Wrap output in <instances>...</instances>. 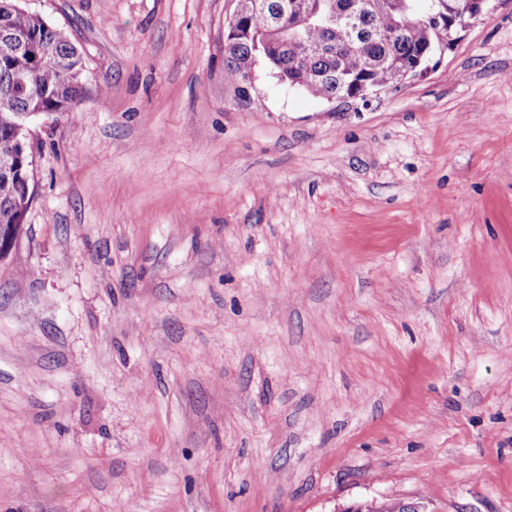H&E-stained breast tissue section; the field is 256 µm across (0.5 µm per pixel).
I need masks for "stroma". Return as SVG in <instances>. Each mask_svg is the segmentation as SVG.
I'll return each mask as SVG.
<instances>
[{"instance_id":"1","label":"stroma","mask_w":512,"mask_h":512,"mask_svg":"<svg viewBox=\"0 0 512 512\" xmlns=\"http://www.w3.org/2000/svg\"><path fill=\"white\" fill-rule=\"evenodd\" d=\"M81 50L0 262V512H512V0L427 75L224 78L235 0H20Z\"/></svg>"}]
</instances>
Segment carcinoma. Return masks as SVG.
<instances>
[{"label": "carcinoma", "instance_id": "1", "mask_svg": "<svg viewBox=\"0 0 512 512\" xmlns=\"http://www.w3.org/2000/svg\"><path fill=\"white\" fill-rule=\"evenodd\" d=\"M14 0H0V33H18L32 47L0 54V119L37 106L57 112H74L80 101V73L83 56L62 27L22 8ZM352 0H288V40L294 47L279 55L255 39L266 30L265 14L247 19L239 42L224 48V76L241 80L258 59L273 69L279 80L296 82L303 91L326 98L331 95L355 98L365 83L394 85L396 72L426 60L435 42L433 26L419 10L422 0H365L368 8L360 14L358 30L326 27L331 12L344 9ZM48 44L61 67L49 65L33 45ZM16 74L27 77L24 95L4 91L6 81ZM24 194H8L0 183V225L20 220Z\"/></svg>", "mask_w": 512, "mask_h": 512}]
</instances>
